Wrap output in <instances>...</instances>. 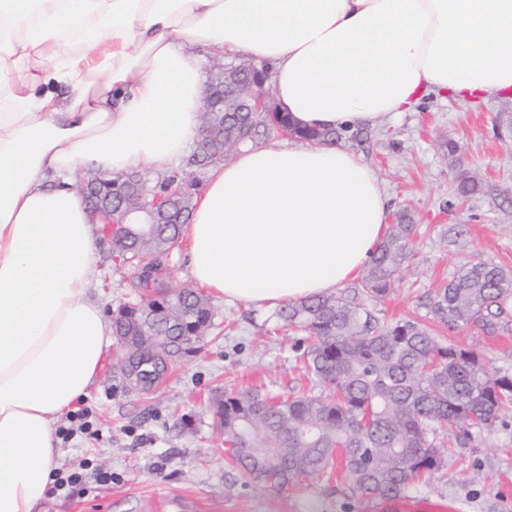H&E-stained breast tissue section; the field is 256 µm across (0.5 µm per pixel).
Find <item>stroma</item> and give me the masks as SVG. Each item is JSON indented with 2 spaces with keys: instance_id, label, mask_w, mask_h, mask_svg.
<instances>
[{
  "instance_id": "35a3bbf8",
  "label": "stroma",
  "mask_w": 512,
  "mask_h": 512,
  "mask_svg": "<svg viewBox=\"0 0 512 512\" xmlns=\"http://www.w3.org/2000/svg\"><path fill=\"white\" fill-rule=\"evenodd\" d=\"M341 144L375 171L389 199V223L402 218L414 227L402 279L370 309L388 323L420 321L443 342L477 347L488 368L511 371L512 320L491 335L451 332L425 303L466 260L512 269V94L477 104L431 94L386 126L344 133ZM463 174L475 179L476 192L458 193ZM111 251L103 241L97 263L109 311L134 295ZM209 301L213 327L195 353L171 362L154 384L131 382L118 347L108 350L103 375L82 402L95 433L58 444V467L83 479L48 496L42 512H148L166 499L190 500L196 512H357L361 498L340 464L284 488L245 481L227 464L207 411L211 390L258 387L322 399L329 391L298 368L299 333L277 321L274 308L229 304L214 294ZM104 471L110 483L100 482ZM407 497L418 504L455 499L465 512H512V409L500 413L492 431L473 430L444 470L422 478Z\"/></svg>"
}]
</instances>
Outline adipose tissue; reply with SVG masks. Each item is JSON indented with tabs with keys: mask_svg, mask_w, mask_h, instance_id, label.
<instances>
[{
	"mask_svg": "<svg viewBox=\"0 0 512 512\" xmlns=\"http://www.w3.org/2000/svg\"><path fill=\"white\" fill-rule=\"evenodd\" d=\"M192 45L271 63L309 127H381L432 91L512 94V0H0V512H40L56 426L112 344L71 174L184 154L205 98ZM387 217L354 152L272 144L210 169L181 242L196 284L265 308L359 277Z\"/></svg>",
	"mask_w": 512,
	"mask_h": 512,
	"instance_id": "ef3b65f1",
	"label": "adipose tissue"
}]
</instances>
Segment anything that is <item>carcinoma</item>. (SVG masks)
I'll list each match as a JSON object with an SVG mask.
<instances>
[{"instance_id": "obj_1", "label": "carcinoma", "mask_w": 512, "mask_h": 512, "mask_svg": "<svg viewBox=\"0 0 512 512\" xmlns=\"http://www.w3.org/2000/svg\"><path fill=\"white\" fill-rule=\"evenodd\" d=\"M288 113H224V148L204 160L257 145ZM301 140L334 143L336 129H291ZM167 177L150 187L136 172L112 177V192L130 186L138 195L165 192ZM183 224H122L112 238L115 266L127 271L135 288L151 295L127 303L112 317V334L140 329L147 336L173 339L203 336L213 324L212 307L199 291L169 285L162 258L181 239ZM412 225L392 224L362 273L367 297L387 296L400 280L411 247ZM177 299L186 319L162 314L143 318L141 306ZM430 312L450 331L475 327L490 335L512 313V271L470 260L458 266L429 303ZM287 326L306 333L300 342L303 368L336 397L306 394L270 396L258 389L213 394L211 411L224 432L228 463L245 478L283 488L300 477H323L341 458L353 492L371 497L402 496L419 479L440 471L448 449L436 442L452 429L457 444L471 429L489 430L503 407L512 404V372L490 371L474 347L442 344L431 329L406 320L382 323L366 305L342 293L283 305L275 313ZM180 346L158 345L128 352L122 364L145 385L154 383L168 362L187 356Z\"/></svg>"}]
</instances>
